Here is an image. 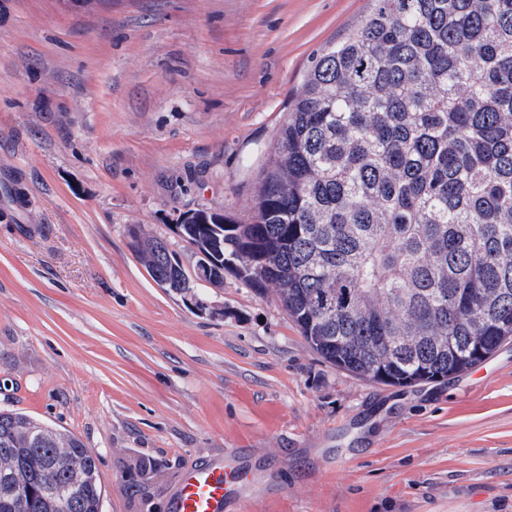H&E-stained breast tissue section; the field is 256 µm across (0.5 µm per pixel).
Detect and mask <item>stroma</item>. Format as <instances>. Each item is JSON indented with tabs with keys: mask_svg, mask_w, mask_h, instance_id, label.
<instances>
[{
	"mask_svg": "<svg viewBox=\"0 0 512 512\" xmlns=\"http://www.w3.org/2000/svg\"><path fill=\"white\" fill-rule=\"evenodd\" d=\"M371 0H0V411L78 436L101 512H167L242 451L229 512H512V342L452 380L382 386L307 346L225 272L206 313L129 235L239 224L288 104Z\"/></svg>",
	"mask_w": 512,
	"mask_h": 512,
	"instance_id": "35a3bbf8",
	"label": "stroma"
}]
</instances>
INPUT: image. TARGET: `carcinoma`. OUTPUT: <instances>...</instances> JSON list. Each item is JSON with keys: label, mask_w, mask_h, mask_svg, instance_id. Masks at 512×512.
Returning <instances> with one entry per match:
<instances>
[{"label": "carcinoma", "mask_w": 512, "mask_h": 512, "mask_svg": "<svg viewBox=\"0 0 512 512\" xmlns=\"http://www.w3.org/2000/svg\"><path fill=\"white\" fill-rule=\"evenodd\" d=\"M288 107L249 224H178L273 296L325 362L394 385L451 379L512 340V0H372ZM182 297L190 272L137 246ZM385 336L407 340L389 345ZM74 434L0 411V512H101Z\"/></svg>", "instance_id": "cac0c4a2"}]
</instances>
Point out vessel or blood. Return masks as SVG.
Listing matches in <instances>:
<instances>
[{
  "label": "vessel or blood",
  "instance_id": "obj_1",
  "mask_svg": "<svg viewBox=\"0 0 512 512\" xmlns=\"http://www.w3.org/2000/svg\"><path fill=\"white\" fill-rule=\"evenodd\" d=\"M234 479L230 460L216 457L192 464L179 480L168 512H224Z\"/></svg>",
  "mask_w": 512,
  "mask_h": 512
}]
</instances>
